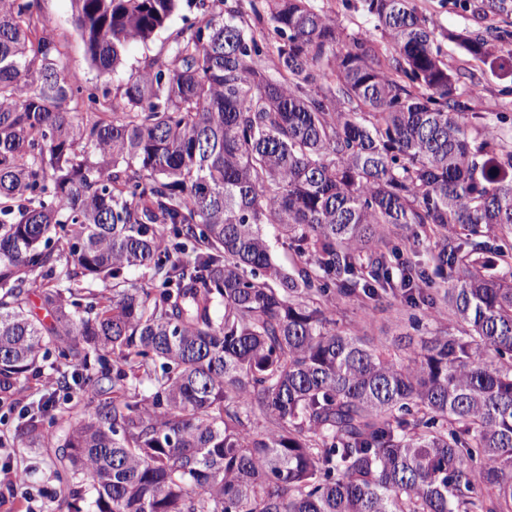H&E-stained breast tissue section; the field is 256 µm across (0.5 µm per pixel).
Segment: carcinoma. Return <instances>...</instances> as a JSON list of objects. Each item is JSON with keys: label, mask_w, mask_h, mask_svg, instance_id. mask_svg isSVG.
I'll return each instance as SVG.
<instances>
[{"label": "carcinoma", "mask_w": 512, "mask_h": 512, "mask_svg": "<svg viewBox=\"0 0 512 512\" xmlns=\"http://www.w3.org/2000/svg\"><path fill=\"white\" fill-rule=\"evenodd\" d=\"M71 3L103 76L180 9ZM361 9L385 49L314 0H197L99 95L42 0H0V404L49 371L96 398L62 436L27 406L56 512H512V146L468 134L410 0ZM393 237L441 245L447 281L394 278ZM391 298L390 348L338 327ZM193 17L194 9L189 8L186 1L181 2L180 11L172 17L168 27L161 31L158 36L149 43L148 49L138 43H133L128 47L125 53V71L130 70L131 66L137 65V60L140 59L144 53H155L163 48L166 49L168 36L172 32L190 23L193 20ZM266 233L270 240L273 254L277 264L284 268H292L298 262L299 257L288 246V242L284 238H277V232L271 226H266Z\"/></svg>", "instance_id": "carcinoma-1"}]
</instances>
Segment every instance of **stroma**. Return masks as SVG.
<instances>
[{"instance_id": "obj_1", "label": "stroma", "mask_w": 512, "mask_h": 512, "mask_svg": "<svg viewBox=\"0 0 512 512\" xmlns=\"http://www.w3.org/2000/svg\"><path fill=\"white\" fill-rule=\"evenodd\" d=\"M412 4L428 19L436 34L442 35L443 58L449 70L462 75L458 94L469 99L474 111L486 117L494 136L511 141L512 77L504 75L501 66L512 60V0H468L464 8L456 5L455 0H412ZM42 11L49 31L65 45L64 60L68 68L78 72L87 86H104V78L91 66L74 28L70 0H42ZM451 31L491 40L499 67L484 64L445 40V33ZM336 311L340 323L368 336L376 344H390L399 334V308L371 320L366 319L363 308L356 304L338 305ZM15 462L27 469L33 489L51 491L50 496L35 501L36 512H54L65 489L53 476L46 449H17Z\"/></svg>"}]
</instances>
